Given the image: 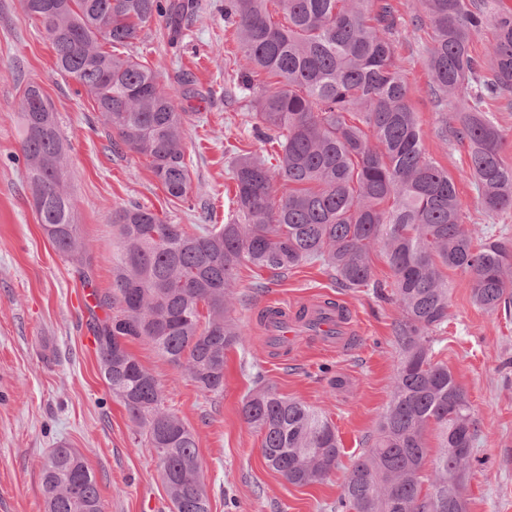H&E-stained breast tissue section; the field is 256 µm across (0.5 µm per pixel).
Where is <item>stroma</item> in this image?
<instances>
[{
  "mask_svg": "<svg viewBox=\"0 0 512 512\" xmlns=\"http://www.w3.org/2000/svg\"><path fill=\"white\" fill-rule=\"evenodd\" d=\"M394 2L401 16L395 33L400 65L426 156L457 177L464 222L475 237L492 227L512 231V211L487 215L470 181L461 178L468 143L439 139L447 115L430 94L425 34L415 22L418 5ZM197 3L178 41L154 22L116 49L156 70L178 111L187 115L183 144L191 187L185 199L174 200L153 176L148 158L113 147L92 98L59 72L49 39L26 15L22 0H0V512H44L42 464L60 442L77 449L93 470L104 512H173L154 452L100 374L93 325L105 312L93 295L112 288L118 248L113 209L139 205L189 232L206 220L225 223L234 210L233 156L225 145L257 154L269 149L252 129L255 93L237 86L246 64L235 29L224 19V0ZM31 82L42 87L64 139L67 187L92 256L87 274L55 252L30 203L18 159L17 104ZM373 271L376 287L353 289L339 286L318 262L300 264L279 279L242 268L232 316L243 338L226 354L224 392L218 396L201 394L151 345L128 343L162 384L165 407L195 436L212 512H332L348 470L389 403L401 359L393 334L400 315L393 276L378 257ZM448 280V320L432 333L430 355L447 363L479 421L473 449L478 462L464 480L467 512H512V310L476 307L463 271L449 272ZM326 299L346 314L348 349L326 350L309 334L289 348L268 344L262 311L278 304L296 310ZM264 385L335 425L342 453L329 476L295 485L268 466L261 434L241 413L244 399Z\"/></svg>",
  "mask_w": 512,
  "mask_h": 512,
  "instance_id": "35a3bbf8",
  "label": "stroma"
}]
</instances>
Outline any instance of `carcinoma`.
Segmentation results:
<instances>
[{
  "instance_id": "carcinoma-1",
  "label": "carcinoma",
  "mask_w": 512,
  "mask_h": 512,
  "mask_svg": "<svg viewBox=\"0 0 512 512\" xmlns=\"http://www.w3.org/2000/svg\"><path fill=\"white\" fill-rule=\"evenodd\" d=\"M271 3L284 22L272 20ZM418 6L417 22L429 21L431 95L443 111L461 106L440 137L468 142V176L485 211H510L512 166L484 104L512 95V13L495 10L492 0ZM23 7L50 40L58 70L87 91L118 143L147 157L167 194L184 199L186 113L176 110L151 67L103 46L129 44L160 19L176 39L195 0H23ZM224 18L235 25L248 65L238 86L253 90L261 73L277 78L276 86L261 87L253 119L258 136L278 150L234 156L235 214L226 224H198L188 233L147 208L112 211L119 237L112 291L96 296L109 313L93 326L102 376L156 454L174 512H211L195 436L163 407L160 383L127 341L147 342L202 394L219 395L226 352L242 336L230 316L242 267L283 277L318 261L342 287L368 288L377 252L393 275L401 308L393 330L404 355L336 512H466L455 478L472 467L477 420L464 388L447 364L432 360L428 343L448 320L447 270L468 273L479 308L512 309V248L489 237L474 244L453 176L426 157L396 58L398 7L391 0H224ZM485 27L493 38L481 58L472 43ZM18 116L29 188L41 199L38 222L56 252L88 268L66 185L65 145L38 84L25 86ZM242 414L262 434L268 465L291 484L318 482L339 461L336 427L272 387L247 396ZM432 424L441 450L425 476ZM42 491L45 512H103L94 474L64 443L45 456Z\"/></svg>"
}]
</instances>
